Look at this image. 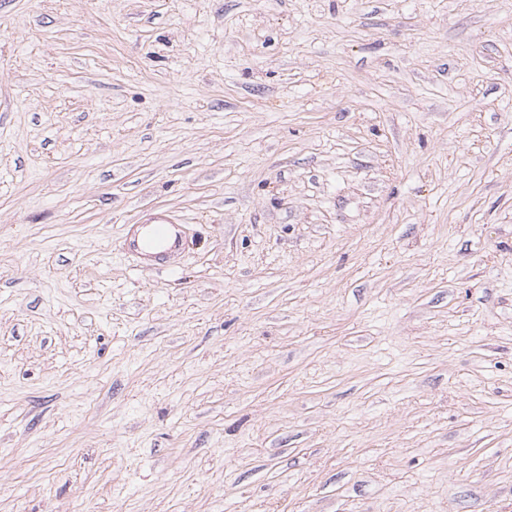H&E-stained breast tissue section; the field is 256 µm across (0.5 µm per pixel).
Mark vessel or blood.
<instances>
[{
    "instance_id": "1",
    "label": "vessel or blood",
    "mask_w": 512,
    "mask_h": 512,
    "mask_svg": "<svg viewBox=\"0 0 512 512\" xmlns=\"http://www.w3.org/2000/svg\"><path fill=\"white\" fill-rule=\"evenodd\" d=\"M187 244L184 224L165 213H148L138 223L125 225L121 238L123 251L142 266L164 265Z\"/></svg>"
}]
</instances>
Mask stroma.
Segmentation results:
<instances>
[{
    "instance_id": "stroma-1",
    "label": "stroma",
    "mask_w": 512,
    "mask_h": 512,
    "mask_svg": "<svg viewBox=\"0 0 512 512\" xmlns=\"http://www.w3.org/2000/svg\"><path fill=\"white\" fill-rule=\"evenodd\" d=\"M0 512H512V0H0ZM188 244L185 224L165 213H148L138 223L124 225L122 250L142 266L164 265Z\"/></svg>"
}]
</instances>
